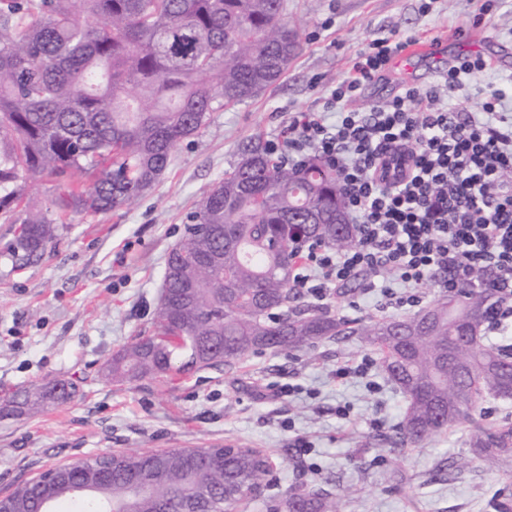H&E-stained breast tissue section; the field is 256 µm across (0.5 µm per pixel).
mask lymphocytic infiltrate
Listing matches in <instances>:
<instances>
[{
	"label": "lymphocytic infiltrate",
	"instance_id": "1",
	"mask_svg": "<svg viewBox=\"0 0 512 512\" xmlns=\"http://www.w3.org/2000/svg\"><path fill=\"white\" fill-rule=\"evenodd\" d=\"M405 45L372 40L321 109L294 113L275 146L335 166L356 238L343 252L309 251L318 274L300 283L320 299L366 270L386 307L398 310L418 306L417 290L429 279L451 288L482 268L493 275L496 319L511 318L512 180L502 173L512 168V97L487 83L489 60L468 53L428 88L406 85L389 102L354 109Z\"/></svg>",
	"mask_w": 512,
	"mask_h": 512
}]
</instances>
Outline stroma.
Instances as JSON below:
<instances>
[{"mask_svg": "<svg viewBox=\"0 0 512 512\" xmlns=\"http://www.w3.org/2000/svg\"><path fill=\"white\" fill-rule=\"evenodd\" d=\"M476 0H288L302 50L283 78L247 103L213 113L179 142L170 164L135 204L77 215L26 265L10 254L20 217L0 216V395L32 384L78 380L81 394L29 419L0 420V496L50 466L105 451L194 448L225 441L267 450L275 483L354 487L341 512H512V463L473 460L475 425L512 423V401L486 399L483 414L419 448L393 443L405 399L379 364L337 380L342 364L370 351L358 337L288 355L269 351L235 367L168 380L112 383L105 366L133 336L152 330L170 249L186 217L241 159L253 139L281 140L290 113L318 110L358 51L392 35L460 36L464 49L502 63L489 82L512 84V0L478 20ZM424 62L394 60L356 101L359 110L428 86ZM362 272L354 291L324 299L350 320L395 316ZM350 406L348 418L337 407ZM381 429H373V422Z\"/></svg>", "mask_w": 512, "mask_h": 512, "instance_id": "obj_1", "label": "stroma"}]
</instances>
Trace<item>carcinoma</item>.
Here are the masks:
<instances>
[{
	"instance_id": "cac0c4a2",
	"label": "carcinoma",
	"mask_w": 512,
	"mask_h": 512,
	"mask_svg": "<svg viewBox=\"0 0 512 512\" xmlns=\"http://www.w3.org/2000/svg\"><path fill=\"white\" fill-rule=\"evenodd\" d=\"M287 0H0V213L25 204L26 177L57 181L50 204L28 212L16 261L41 257L57 226L143 196L173 148L211 114L276 83L301 50ZM344 188L318 155L288 167L254 139L187 217L170 250L154 328L112 355L117 383L187 375L270 350L286 354L361 338L407 399L397 444L420 447L474 420L488 395L512 400V354L485 344L492 288L467 283L417 313L353 321L295 288L302 243L355 245ZM223 258L211 271L201 259ZM479 316L469 319L473 305ZM80 392L73 381L0 399L19 419ZM475 457L512 456V424L479 427ZM53 468L0 496V512H338L333 492L292 484L269 493L276 463L228 442L162 451H112Z\"/></svg>"
}]
</instances>
